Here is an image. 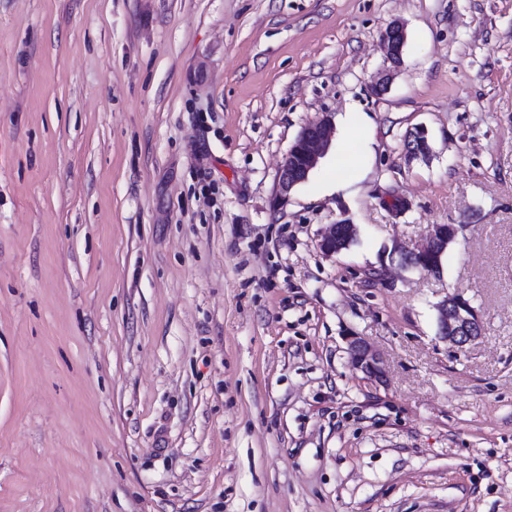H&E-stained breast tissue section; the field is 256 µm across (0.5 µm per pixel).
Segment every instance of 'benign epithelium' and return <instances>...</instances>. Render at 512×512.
I'll return each instance as SVG.
<instances>
[{"instance_id":"7a95c632","label":"benign epithelium","mask_w":512,"mask_h":512,"mask_svg":"<svg viewBox=\"0 0 512 512\" xmlns=\"http://www.w3.org/2000/svg\"><path fill=\"white\" fill-rule=\"evenodd\" d=\"M381 40L387 66L372 86L375 95L386 93L394 76L403 64L407 35L403 24L393 22L382 32ZM334 136L332 113L325 112L307 124L284 155L278 174L276 201L287 198L293 187L305 181L328 151ZM408 159H426L431 153L427 132L417 128L404 142ZM458 224H432L424 242L400 252V265L431 272L441 265V258L458 237ZM357 236L352 221L342 219L327 227L318 247L326 256L335 255L349 247ZM438 334L441 339L462 349L482 336L483 325L470 300L459 292L447 295L436 304ZM350 358L354 367L369 378L382 379L384 372L380 358L360 340L350 343Z\"/></svg>"}]
</instances>
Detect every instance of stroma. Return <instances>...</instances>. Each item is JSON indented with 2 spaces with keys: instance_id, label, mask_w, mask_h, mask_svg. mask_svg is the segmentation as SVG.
<instances>
[{
  "instance_id": "stroma-1",
  "label": "stroma",
  "mask_w": 512,
  "mask_h": 512,
  "mask_svg": "<svg viewBox=\"0 0 512 512\" xmlns=\"http://www.w3.org/2000/svg\"><path fill=\"white\" fill-rule=\"evenodd\" d=\"M0 512H512V0H0ZM381 40L383 42L386 63L388 65L377 82L372 86V91L377 96L386 93L391 81L403 64V53L407 40L404 25L399 22H392L382 32ZM333 136L334 124L329 112H323L301 130L280 163L276 202L285 200L293 187L308 178L328 151ZM405 155L408 160L426 159L431 153L427 132L423 127L415 128L404 142ZM357 227L350 219L330 224L319 241L318 247L326 256L336 255L349 247L357 236ZM458 224H432L424 242L416 248L400 252V265L433 272L441 265V258L458 237ZM435 308L441 339L462 349L481 338L482 320L470 300L463 294H448ZM354 367L369 378L382 379L384 372L380 358L371 348L360 340H352L349 348Z\"/></svg>"
}]
</instances>
